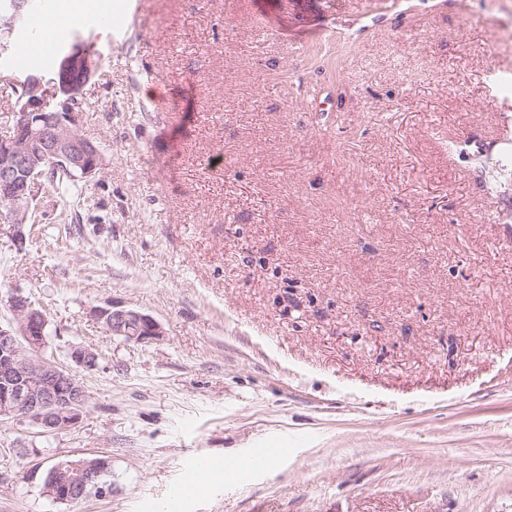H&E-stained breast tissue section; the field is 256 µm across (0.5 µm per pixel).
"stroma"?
Wrapping results in <instances>:
<instances>
[{
  "mask_svg": "<svg viewBox=\"0 0 512 512\" xmlns=\"http://www.w3.org/2000/svg\"><path fill=\"white\" fill-rule=\"evenodd\" d=\"M151 0L82 13L100 171L0 220V322L30 297L89 402L0 423V512H512V0ZM318 33L300 45L282 32ZM0 55V132L28 67ZM163 334L105 332L107 303ZM283 447L188 499L196 458ZM109 491L50 498L52 464ZM107 464L105 459L99 457L80 458L61 463L54 471L58 465L55 463L46 474L45 479L54 471L45 491L58 500L70 502L85 498L89 489H98L100 493H104L105 488L100 486L99 477Z\"/></svg>",
  "mask_w": 512,
  "mask_h": 512,
  "instance_id": "1",
  "label": "stroma"
}]
</instances>
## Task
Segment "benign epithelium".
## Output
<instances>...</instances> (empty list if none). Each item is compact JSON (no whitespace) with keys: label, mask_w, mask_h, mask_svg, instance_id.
<instances>
[{"label":"benign epithelium","mask_w":512,"mask_h":512,"mask_svg":"<svg viewBox=\"0 0 512 512\" xmlns=\"http://www.w3.org/2000/svg\"><path fill=\"white\" fill-rule=\"evenodd\" d=\"M25 0L4 6L3 25L13 31ZM99 62L93 50L75 43L66 52L51 80L32 74L23 83L15 104V123L0 135V216L15 229L14 243L23 247L25 226L34 189L45 171L70 179L88 178L101 168L98 146L75 126L84 87L94 78ZM12 320L0 325V422L17 420L57 433L75 425L86 408L89 395L72 370L40 359L35 353L47 343V319L28 297H10ZM93 316L108 333L135 335L138 340L162 335L152 317L112 303L93 310ZM78 367L96 364V354L86 347L70 353ZM103 458H80L58 466L45 492L59 500L77 501L100 486L106 468Z\"/></svg>","instance_id":"benign-epithelium-1"}]
</instances>
